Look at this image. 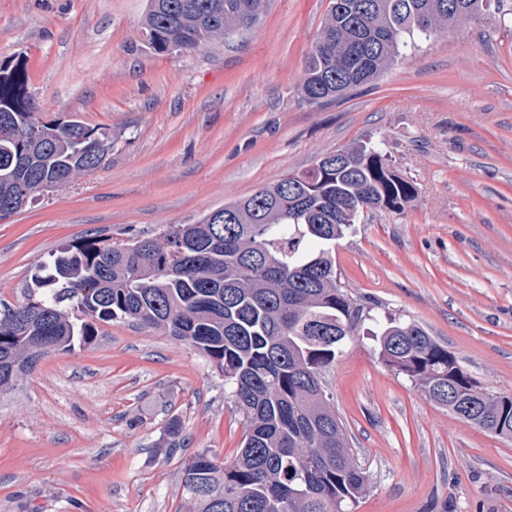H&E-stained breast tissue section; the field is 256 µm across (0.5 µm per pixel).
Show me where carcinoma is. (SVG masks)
<instances>
[{"label":"carcinoma","mask_w":512,"mask_h":512,"mask_svg":"<svg viewBox=\"0 0 512 512\" xmlns=\"http://www.w3.org/2000/svg\"><path fill=\"white\" fill-rule=\"evenodd\" d=\"M487 0H331L306 57L303 97L341 98L388 69L415 38L446 32ZM267 0H149L144 29L159 54L196 49L254 25ZM25 63L0 68V220L96 168L112 135L75 117L44 121ZM413 183L369 142L320 157L195 224L133 242L69 244L32 276L26 302L0 311V387L36 365L40 345L88 344L95 322L163 329L224 373L245 421L228 465L191 457L193 512H348L368 490L325 375L367 319L341 286L336 241L366 213L397 212ZM388 367L437 405L512 439V393L483 388L419 323L374 334Z\"/></svg>","instance_id":"1"}]
</instances>
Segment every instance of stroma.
<instances>
[{
    "label": "stroma",
    "mask_w": 512,
    "mask_h": 512,
    "mask_svg": "<svg viewBox=\"0 0 512 512\" xmlns=\"http://www.w3.org/2000/svg\"><path fill=\"white\" fill-rule=\"evenodd\" d=\"M329 3L269 0L228 42L157 54L148 0H0V67L26 60L40 118L74 115L114 139L95 170L0 220V305L23 302L62 245L196 223L371 140L416 196L337 241L343 288L377 318L421 324L483 387L512 391V0L311 103L304 63ZM96 331L0 389V512H190L186 461L234 459L244 417L206 356L127 320ZM325 379L369 474L352 512H512V439L430 401L366 331Z\"/></svg>",
    "instance_id": "stroma-1"
}]
</instances>
